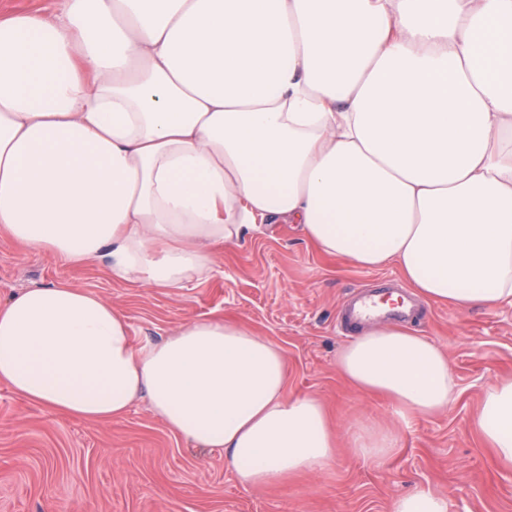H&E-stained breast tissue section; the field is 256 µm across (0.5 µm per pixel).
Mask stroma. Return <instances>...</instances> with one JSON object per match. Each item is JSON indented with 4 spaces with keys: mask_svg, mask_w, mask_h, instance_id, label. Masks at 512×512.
Here are the masks:
<instances>
[{
    "mask_svg": "<svg viewBox=\"0 0 512 512\" xmlns=\"http://www.w3.org/2000/svg\"><path fill=\"white\" fill-rule=\"evenodd\" d=\"M217 263L215 276L170 291L116 281L96 263H64L0 235V303L66 281L112 302L139 339L224 316L281 346L287 395L319 397L339 436L356 421L394 428V459L377 466L342 447L323 471L247 489L223 450L195 449L146 401L98 422L51 412L0 383V512H390L395 497L421 486L446 496L449 512H512V468L495 462L472 424L484 386L512 376V306L458 310L414 301L421 315L411 325L446 350L457 395L446 411L404 423L336 370L350 339L336 326L338 313L360 292L402 289L396 268L327 256L291 224L225 246Z\"/></svg>",
    "mask_w": 512,
    "mask_h": 512,
    "instance_id": "35a3bbf8",
    "label": "stroma"
}]
</instances>
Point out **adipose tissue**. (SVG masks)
<instances>
[{"label": "adipose tissue", "instance_id": "obj_1", "mask_svg": "<svg viewBox=\"0 0 512 512\" xmlns=\"http://www.w3.org/2000/svg\"><path fill=\"white\" fill-rule=\"evenodd\" d=\"M276 220L397 268L426 302L512 305V0H63L0 18V233L181 289ZM336 369L404 420L456 396L443 348L397 321L360 329ZM0 383L97 421L147 400L246 488L336 454L320 399L286 396L278 344L220 317L138 340L67 283L0 304ZM473 425L512 466V378L484 387ZM350 446L383 465L399 439L356 422Z\"/></svg>", "mask_w": 512, "mask_h": 512}]
</instances>
